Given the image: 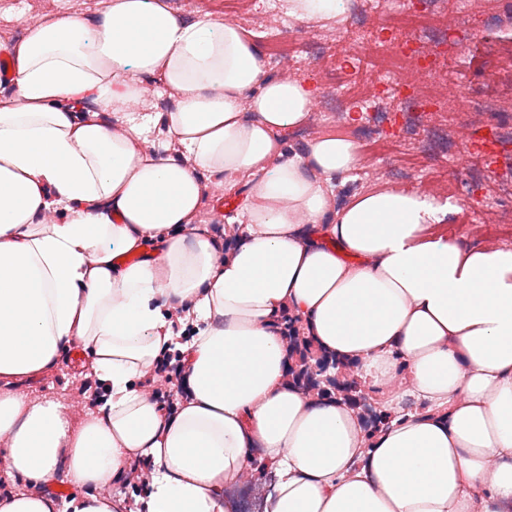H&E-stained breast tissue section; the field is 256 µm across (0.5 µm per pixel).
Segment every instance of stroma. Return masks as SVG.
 Here are the masks:
<instances>
[{"label": "stroma", "mask_w": 512, "mask_h": 512, "mask_svg": "<svg viewBox=\"0 0 512 512\" xmlns=\"http://www.w3.org/2000/svg\"><path fill=\"white\" fill-rule=\"evenodd\" d=\"M168 3L176 16L186 22L196 20L206 11L220 19L235 17L239 24L255 33L260 48L266 53L271 51L272 34L283 19L276 0H168ZM478 6L484 14V24L477 29L469 51L461 54L454 47H446V62L438 64L432 73L414 77L418 87L437 84L446 98L457 101L459 110L453 120L424 112L411 102L404 103L398 114L405 137L418 142L423 156L422 170L414 177H407L398 148L390 147L381 152L370 149L374 128L386 124L390 116V103L381 102L376 111L365 113L353 128L363 162L350 178L337 182L336 201L344 203L353 193L361 191L365 171L378 165L388 170L384 184L432 191L444 178L449 156L464 158L479 152L480 143L470 138V131L478 126L494 129L501 137L494 171L470 168L457 173L460 202L487 198L493 200V207L486 210L480 224L473 223L471 214L465 210L448 214L445 222L450 230L462 235L465 242H492L512 247V238L504 236L500 223L503 213L512 212V198L504 193L512 184V0H478ZM333 49L332 40H313L303 47L302 55L309 65L310 79L319 89L314 112L336 109L339 121L343 122L351 108L345 99L337 97L336 88L360 77V61L346 56V69L329 74L323 71L322 65ZM203 182L208 203L203 219L209 228L217 229L224 226L226 219L237 215L246 187L241 184L228 193L218 178L207 176ZM85 371V359H74L68 353L62 357L54 375L24 382L21 388L32 397L60 400L68 413L79 415L83 408L76 405L70 393Z\"/></svg>", "instance_id": "stroma-1"}]
</instances>
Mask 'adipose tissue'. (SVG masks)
<instances>
[{
	"instance_id": "1",
	"label": "adipose tissue",
	"mask_w": 512,
	"mask_h": 512,
	"mask_svg": "<svg viewBox=\"0 0 512 512\" xmlns=\"http://www.w3.org/2000/svg\"><path fill=\"white\" fill-rule=\"evenodd\" d=\"M281 2L310 24L344 12ZM25 31L0 38V469L26 488L0 493V512H125L96 489L144 458L156 474L139 512H234L224 492L259 456L275 471L263 512L512 508V248L461 245L417 188L337 205L359 144L329 125L288 149L316 90L270 77L238 23L101 0L95 17L57 9ZM147 80L175 102L176 153L149 141ZM206 175L247 187L220 236L200 223ZM54 206L65 223L43 222ZM130 252L142 261L121 262ZM287 315L385 387L387 426L367 433L348 402L290 381ZM74 346L105 386L77 421L20 389ZM173 352L171 413L137 381ZM401 363L407 386L390 389ZM61 471L77 490L60 504L46 487Z\"/></svg>"
}]
</instances>
